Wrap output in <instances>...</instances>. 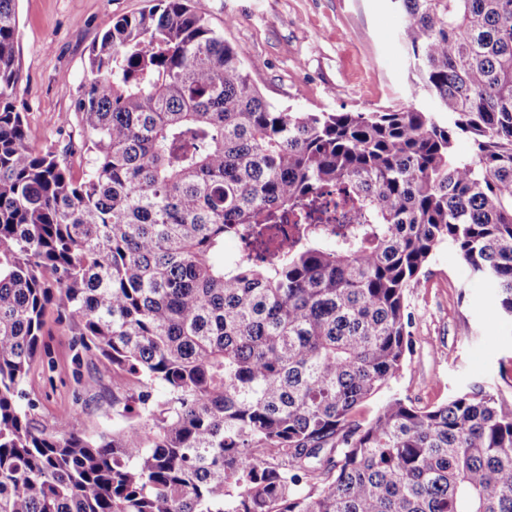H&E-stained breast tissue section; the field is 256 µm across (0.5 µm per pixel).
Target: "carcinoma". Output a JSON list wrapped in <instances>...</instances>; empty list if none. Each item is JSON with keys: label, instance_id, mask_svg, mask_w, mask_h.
<instances>
[{"label": "carcinoma", "instance_id": "1", "mask_svg": "<svg viewBox=\"0 0 512 512\" xmlns=\"http://www.w3.org/2000/svg\"><path fill=\"white\" fill-rule=\"evenodd\" d=\"M16 2L0 0V512H512L499 389L354 419L403 366L407 295L439 245L512 321V0H393L435 109L336 113L267 102L198 0H157L92 49L78 178L16 105ZM49 312L137 380L124 429L39 425L24 385Z\"/></svg>", "mask_w": 512, "mask_h": 512}]
</instances>
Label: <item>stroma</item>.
I'll return each instance as SVG.
<instances>
[{
	"label": "stroma",
	"instance_id": "stroma-1",
	"mask_svg": "<svg viewBox=\"0 0 512 512\" xmlns=\"http://www.w3.org/2000/svg\"><path fill=\"white\" fill-rule=\"evenodd\" d=\"M152 0H17V96L31 144L66 157L74 174L84 160L68 153L73 114L90 53L113 19L148 9ZM211 25L226 41L247 47L246 69L270 103L294 112H383L415 104L432 110L429 97L411 98L414 78L400 41L404 20L392 0H206ZM234 16L225 26L226 16ZM491 290L473 279L457 251L441 245L408 295L411 349L400 372L359 407L370 422L391 396L431 407L475 384L512 392V324L503 322ZM494 337H486L485 326ZM43 360L25 390L51 428L82 411L88 434L112 433L129 422L134 383L112 386L95 355H78L70 328L48 314Z\"/></svg>",
	"mask_w": 512,
	"mask_h": 512
}]
</instances>
